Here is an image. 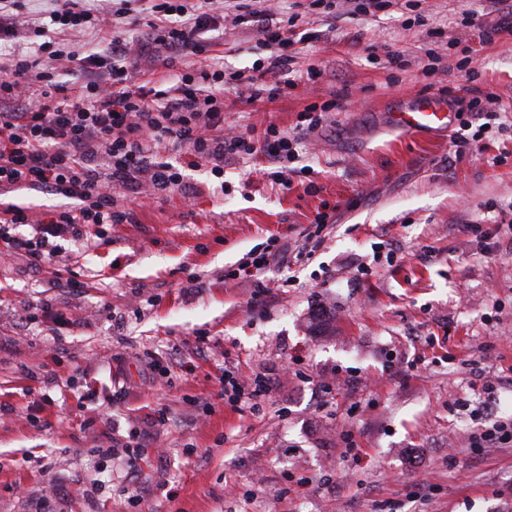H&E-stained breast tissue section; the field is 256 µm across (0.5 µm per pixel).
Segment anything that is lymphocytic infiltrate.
<instances>
[{"label":"lymphocytic infiltrate","instance_id":"lymphocytic-infiltrate-1","mask_svg":"<svg viewBox=\"0 0 512 512\" xmlns=\"http://www.w3.org/2000/svg\"><path fill=\"white\" fill-rule=\"evenodd\" d=\"M48 27L31 30L22 13L0 0V42L17 44L0 54V248L25 256L30 265L52 264L54 239H86L105 227L127 224L131 212L113 195L114 187L137 195L148 190L161 199L170 194L198 196L181 168L168 161L169 149L184 151L192 166L207 163L214 175L230 162L263 154L273 164L272 184L288 186L289 165L299 157L303 139L322 126L336 101L308 105L294 132L268 126L261 141L224 129L225 86L247 102L270 101L320 77L315 66L300 67L297 45L313 40L295 32L266 8V0H150L144 15L117 10L104 0H47ZM251 25L267 58L251 69L224 72L210 64V35L225 18ZM146 25L145 34L127 37L126 26ZM100 37L102 52L80 54L78 38ZM40 43L21 52L30 36ZM193 59L187 70L177 62ZM498 99L488 94L467 105L455 147L478 145L495 115ZM48 191L70 199L33 215L15 202L19 191ZM287 248L270 239L249 251L233 272L246 281L284 260ZM224 403L238 410L266 398L271 381L263 375L243 382L234 366L220 379Z\"/></svg>","mask_w":512,"mask_h":512}]
</instances>
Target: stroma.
I'll return each mask as SVG.
<instances>
[{"label": "stroma", "mask_w": 512, "mask_h": 512, "mask_svg": "<svg viewBox=\"0 0 512 512\" xmlns=\"http://www.w3.org/2000/svg\"><path fill=\"white\" fill-rule=\"evenodd\" d=\"M307 5L268 2L296 30L322 32L303 58L321 69L316 82L256 104L224 95L225 125L252 137L292 131L304 107L337 99L291 189L271 187L262 156L226 165L220 194L207 166L186 169L194 200L127 201L132 221L108 227V246L59 241L55 266L83 268L75 291L22 257L0 263V512H512V446L470 445L512 418V236L486 250L466 230L512 223V35L483 43L490 0H417L445 30L435 44L387 10L313 16ZM430 48L441 57L431 75L420 65ZM391 50L411 66L392 72ZM267 53L229 20L213 48L228 70ZM472 87L499 96L508 128L463 157L451 133L389 125L402 100ZM325 205L335 224L311 258L226 280L268 237L301 240ZM375 242L393 256L361 274ZM46 302L69 325L42 319ZM147 351L163 367L150 384ZM228 363L272 378L258 408L225 406ZM163 407L167 422L129 470L131 429ZM139 483L150 495L136 496Z\"/></svg>", "instance_id": "35a3bbf8"}]
</instances>
